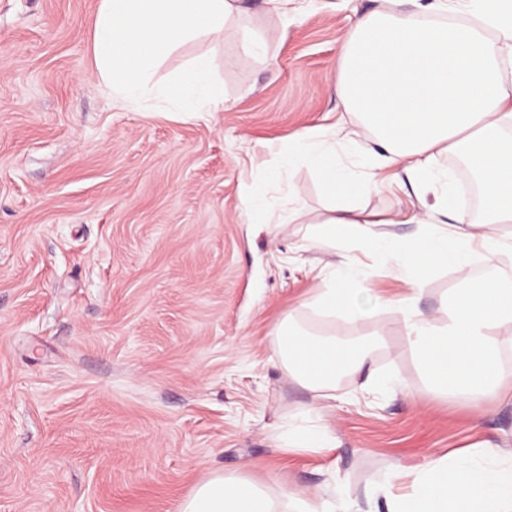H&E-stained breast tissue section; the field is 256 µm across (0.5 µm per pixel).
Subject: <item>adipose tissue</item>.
<instances>
[{
	"instance_id": "adipose-tissue-1",
	"label": "adipose tissue",
	"mask_w": 512,
	"mask_h": 512,
	"mask_svg": "<svg viewBox=\"0 0 512 512\" xmlns=\"http://www.w3.org/2000/svg\"><path fill=\"white\" fill-rule=\"evenodd\" d=\"M473 16L459 25H435L427 18L447 11L452 0H421L415 12L374 11L359 17L343 38L337 59V91L346 111L360 117L361 135L379 147L361 175L339 161V133L306 131L282 149L285 165L316 171L327 194L342 206L317 212L293 208L287 224H307L316 234L338 224L357 227L365 249L381 253L390 271L408 286L394 305L404 325V341L420 360L431 388L465 398L481 409L488 395L512 403L504 383L498 337L512 332V284L471 278L476 251L493 261L503 248L493 227L512 223V86L501 64L512 57V0H466ZM240 11V0H100L92 33V55L116 103L135 102L144 89L173 103L186 118L224 105L215 83L212 57H196L172 83L147 85L153 61L201 34L223 35ZM495 30L488 39L486 30ZM440 154L465 158L478 177L482 207L478 218L457 211L448 193V174L434 165ZM399 166L433 205L393 216L432 228L449 218L452 234L407 239L366 225L351 199L377 185L380 171ZM460 276L445 319L418 308L420 284L436 260ZM359 271L340 264L337 286L313 289L306 307L328 314L357 306ZM281 365L289 380L313 393L334 388L337 379L360 370L367 346L344 345L335 337L316 338L286 318L274 329ZM412 477L410 493L394 488ZM325 490L280 488L272 492L245 477L211 474L178 503L175 512H512V449L485 443L431 457L408 471L384 470L363 501Z\"/></svg>"
}]
</instances>
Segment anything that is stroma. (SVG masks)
<instances>
[{
  "label": "stroma",
  "instance_id": "stroma-1",
  "mask_svg": "<svg viewBox=\"0 0 512 512\" xmlns=\"http://www.w3.org/2000/svg\"><path fill=\"white\" fill-rule=\"evenodd\" d=\"M299 4L285 22L243 0L223 39L201 35L158 60L152 85L198 55L223 61L224 109L182 119L148 97L113 102L92 62L99 0H0V512H173L216 472L291 490L333 477L359 501L390 465L512 443V406L491 397L478 412L429 389L392 311L407 286L354 232L345 254L377 302L361 319L303 306L330 250L276 218L289 183L298 208L328 197L314 170L280 169L278 152L343 119L342 37L393 4ZM256 32L270 35L258 59L242 51ZM255 195L269 229L249 223ZM415 198L402 174L355 203L379 220ZM460 286L434 266L420 309L437 315ZM289 313L316 334L387 338L332 389V448L281 446L312 401L270 336ZM387 375L401 388L371 393Z\"/></svg>",
  "mask_w": 512,
  "mask_h": 512
}]
</instances>
